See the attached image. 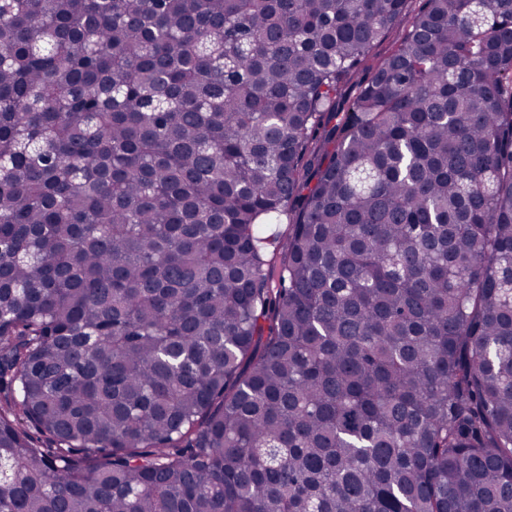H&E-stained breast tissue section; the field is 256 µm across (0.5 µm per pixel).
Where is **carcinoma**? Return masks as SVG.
Instances as JSON below:
<instances>
[{"label": "carcinoma", "mask_w": 512, "mask_h": 512, "mask_svg": "<svg viewBox=\"0 0 512 512\" xmlns=\"http://www.w3.org/2000/svg\"><path fill=\"white\" fill-rule=\"evenodd\" d=\"M408 4H0V512H512V0Z\"/></svg>", "instance_id": "1"}]
</instances>
